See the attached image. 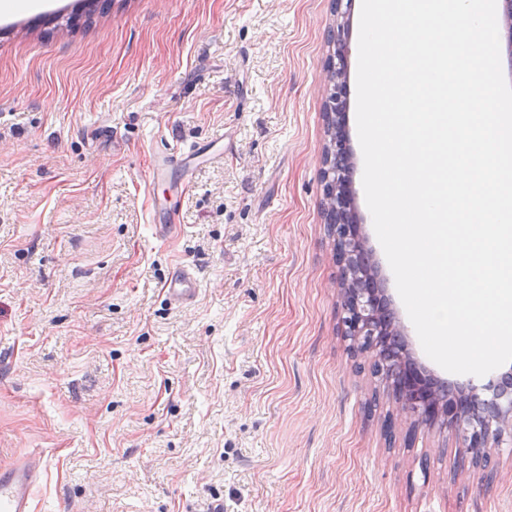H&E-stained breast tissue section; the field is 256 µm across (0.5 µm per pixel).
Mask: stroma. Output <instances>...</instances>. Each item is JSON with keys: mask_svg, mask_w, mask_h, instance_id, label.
I'll use <instances>...</instances> for the list:
<instances>
[{"mask_svg": "<svg viewBox=\"0 0 512 512\" xmlns=\"http://www.w3.org/2000/svg\"><path fill=\"white\" fill-rule=\"evenodd\" d=\"M0 14V465L33 512H512L451 430L363 406L322 208L332 0H49ZM354 209L409 350L347 112ZM229 135L150 182L154 155ZM189 181L152 237L151 194ZM179 261L201 282L170 306ZM41 470V459L23 457L0 468V511L32 512L33 489Z\"/></svg>", "mask_w": 512, "mask_h": 512, "instance_id": "35a3bbf8", "label": "stroma"}]
</instances>
